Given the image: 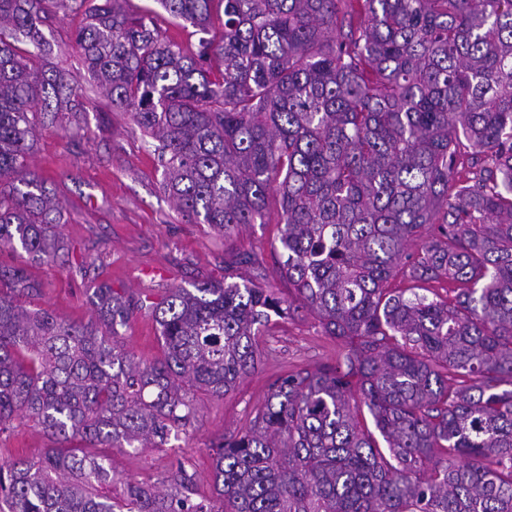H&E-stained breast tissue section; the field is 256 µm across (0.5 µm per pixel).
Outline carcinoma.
Here are the masks:
<instances>
[{
	"mask_svg": "<svg viewBox=\"0 0 512 512\" xmlns=\"http://www.w3.org/2000/svg\"><path fill=\"white\" fill-rule=\"evenodd\" d=\"M216 1L224 31L190 54L124 0H79L74 41L189 220L227 235L278 194L294 297L239 277L242 255L149 304L162 354L143 360L131 299L100 286L96 321H61L0 265V436L21 419L51 442L0 465V512H512V0H157L205 34ZM70 9L0 0V247L34 261L69 252L30 158L39 126L83 111L44 65L42 27ZM399 273L410 287H389ZM300 308L344 365L277 378L211 443L215 501L187 457L104 493L112 449L168 447Z\"/></svg>",
	"mask_w": 512,
	"mask_h": 512,
	"instance_id": "carcinoma-1",
	"label": "carcinoma"
}]
</instances>
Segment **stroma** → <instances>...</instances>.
Returning a JSON list of instances; mask_svg holds the SVG:
<instances>
[{
    "label": "stroma",
    "mask_w": 512,
    "mask_h": 512,
    "mask_svg": "<svg viewBox=\"0 0 512 512\" xmlns=\"http://www.w3.org/2000/svg\"><path fill=\"white\" fill-rule=\"evenodd\" d=\"M82 18L78 10L61 12L44 29L51 44L47 69L65 73L85 104L79 127L39 128L31 155L33 168L46 178L62 208L58 230L71 252L51 264L31 262L21 250L0 252V264L25 266L30 278L42 284L41 294L30 299L32 307L85 322L94 315L91 298L99 285L157 301L179 286L223 280L225 261L243 253L255 254L271 286L287 293V280L276 274L277 214L226 236L188 221L164 194L152 140L128 113L107 104L74 47ZM123 335L138 357L160 356L157 326L149 311H135ZM259 345L268 352L260 370L226 397L201 398L194 423L174 447L134 455L113 451V472L124 478L154 476L183 455L194 465L200 495L212 496L210 443L248 423L271 381L293 369L336 364L344 352L341 343L326 336L318 320L303 311L280 321L271 335L260 337ZM48 445L43 433L17 424L9 437H0V463L20 455L38 456Z\"/></svg>",
    "instance_id": "obj_1"
}]
</instances>
